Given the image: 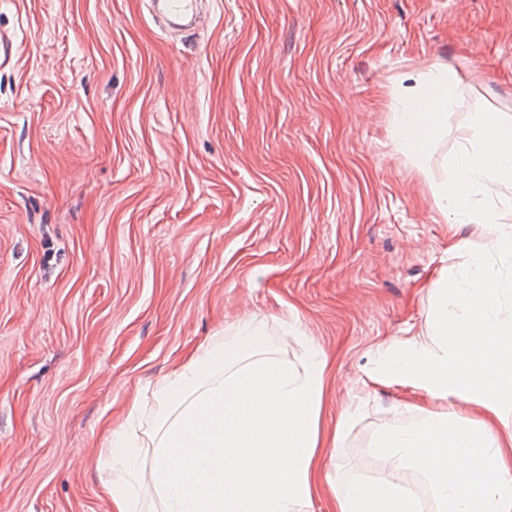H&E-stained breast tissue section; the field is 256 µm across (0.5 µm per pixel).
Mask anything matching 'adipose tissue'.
Returning a JSON list of instances; mask_svg holds the SVG:
<instances>
[{
	"instance_id": "adipose-tissue-1",
	"label": "adipose tissue",
	"mask_w": 512,
	"mask_h": 512,
	"mask_svg": "<svg viewBox=\"0 0 512 512\" xmlns=\"http://www.w3.org/2000/svg\"><path fill=\"white\" fill-rule=\"evenodd\" d=\"M456 81L454 70L430 72L424 94L394 112L390 138L412 160L425 158L447 124ZM471 128L433 196L453 223L484 225L487 243L457 242L467 259L430 284L428 339L392 341L381 367L432 396L471 403L477 417L423 408L408 425L382 426L374 448L386 472L343 479L320 460L329 449L343 453L359 402L323 435L324 351L292 317L288 330L305 354L288 367L243 319L231 346L198 350L159 383L149 467L136 430L109 432L98 479L112 512H135L142 483L158 512H311L320 493L332 512H424L420 493L397 477L405 465L427 480L435 512H512V120L475 112Z\"/></svg>"
}]
</instances>
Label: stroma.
<instances>
[{"mask_svg":"<svg viewBox=\"0 0 512 512\" xmlns=\"http://www.w3.org/2000/svg\"><path fill=\"white\" fill-rule=\"evenodd\" d=\"M457 71L422 165L389 136L429 69ZM512 115V0H209L161 28L145 0H0V512H112L102 434L254 318L284 363L334 361L321 426L364 399L324 468L382 472L379 427L454 408L377 370L426 338L429 283L486 242L432 183ZM139 408H132V400Z\"/></svg>","mask_w":512,"mask_h":512,"instance_id":"1","label":"stroma"}]
</instances>
